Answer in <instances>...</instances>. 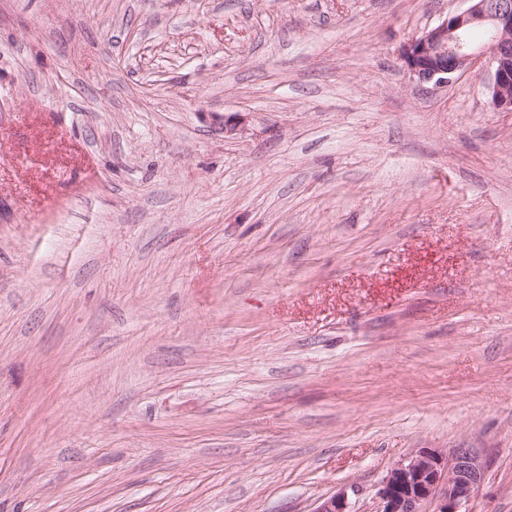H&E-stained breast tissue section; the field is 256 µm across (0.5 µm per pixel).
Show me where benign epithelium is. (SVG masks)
<instances>
[{"mask_svg": "<svg viewBox=\"0 0 512 512\" xmlns=\"http://www.w3.org/2000/svg\"><path fill=\"white\" fill-rule=\"evenodd\" d=\"M467 7L445 17L403 45L400 58L409 77L419 84L446 87L453 78L474 69L486 55L491 61L490 102L512 112V0H466ZM489 34L481 48L470 33ZM487 464L473 448L420 450L387 474L377 491L379 512H420L426 501L435 512H459L484 482ZM314 512H352L348 491L341 489Z\"/></svg>", "mask_w": 512, "mask_h": 512, "instance_id": "7a95c632", "label": "benign epithelium"}]
</instances>
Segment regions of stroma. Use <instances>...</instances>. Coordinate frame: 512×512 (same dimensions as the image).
<instances>
[{
	"mask_svg": "<svg viewBox=\"0 0 512 512\" xmlns=\"http://www.w3.org/2000/svg\"><path fill=\"white\" fill-rule=\"evenodd\" d=\"M464 0H0V512H512V112ZM240 115L225 136L221 116ZM465 1L464 10L448 14L404 44L400 58L413 81L445 87L486 55L492 65L490 102L497 110L512 112V0ZM474 30L489 34L482 48L469 37ZM486 472V461L475 449L420 450L384 478L376 493L377 512H420L426 501L436 502L435 512H460Z\"/></svg>",
	"mask_w": 512,
	"mask_h": 512,
	"instance_id": "35a3bbf8",
	"label": "stroma"
}]
</instances>
